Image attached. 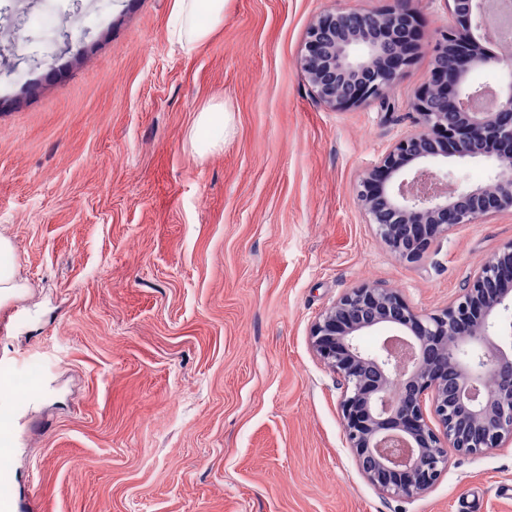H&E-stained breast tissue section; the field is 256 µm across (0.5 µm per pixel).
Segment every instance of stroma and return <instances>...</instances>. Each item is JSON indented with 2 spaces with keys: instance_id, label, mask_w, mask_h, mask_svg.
I'll return each mask as SVG.
<instances>
[{
  "instance_id": "obj_1",
  "label": "stroma",
  "mask_w": 512,
  "mask_h": 512,
  "mask_svg": "<svg viewBox=\"0 0 512 512\" xmlns=\"http://www.w3.org/2000/svg\"><path fill=\"white\" fill-rule=\"evenodd\" d=\"M387 0H230L194 51L174 0H0V235L22 290L0 304V399L18 512H512V444L449 452L413 498L362 474L314 321L363 284L445 308L512 244V213L398 257L357 199L412 127L446 0H409L418 49L384 98L336 110L299 67L324 12ZM233 131L194 154L200 109Z\"/></svg>"
}]
</instances>
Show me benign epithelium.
I'll return each instance as SVG.
<instances>
[{
  "mask_svg": "<svg viewBox=\"0 0 512 512\" xmlns=\"http://www.w3.org/2000/svg\"><path fill=\"white\" fill-rule=\"evenodd\" d=\"M453 23L435 43L438 56L452 54L455 74L440 67L411 96L414 129L397 140L362 176L357 197L379 236L401 258L416 261L432 242L457 224H475L512 211V57L482 49L494 43L487 26L489 0H452ZM355 19L356 39L327 46L336 22ZM416 18L406 7L326 12L309 27L301 68L317 96L334 109L379 99L402 81L413 60ZM400 45L397 53L388 45ZM500 75L494 112L469 108L466 75L475 68ZM359 78L338 96L336 75ZM437 92L460 120L428 107ZM442 157L491 163L497 201L483 203L480 187H464L452 172L432 164ZM512 302V244L469 277L448 306L425 313L389 288L361 285L344 293L312 326V348L340 379L344 432L359 468L379 491L413 498L448 469V449L481 454L512 442V321L495 318ZM392 327L401 347L385 338L374 351L358 343L365 331ZM458 344L448 349V336ZM500 378L486 387L487 377ZM403 394L393 397L391 387ZM431 402L439 428L429 422Z\"/></svg>",
  "mask_w": 512,
  "mask_h": 512,
  "instance_id": "1",
  "label": "benign epithelium"
}]
</instances>
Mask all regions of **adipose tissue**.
Wrapping results in <instances>:
<instances>
[{
	"mask_svg": "<svg viewBox=\"0 0 512 512\" xmlns=\"http://www.w3.org/2000/svg\"><path fill=\"white\" fill-rule=\"evenodd\" d=\"M228 0H175L176 24L170 32L183 49L191 51L208 40L224 17ZM230 131V115L224 104H210L198 112L191 142L198 153L223 148Z\"/></svg>",
	"mask_w": 512,
	"mask_h": 512,
	"instance_id": "ef3b65f1",
	"label": "adipose tissue"
}]
</instances>
